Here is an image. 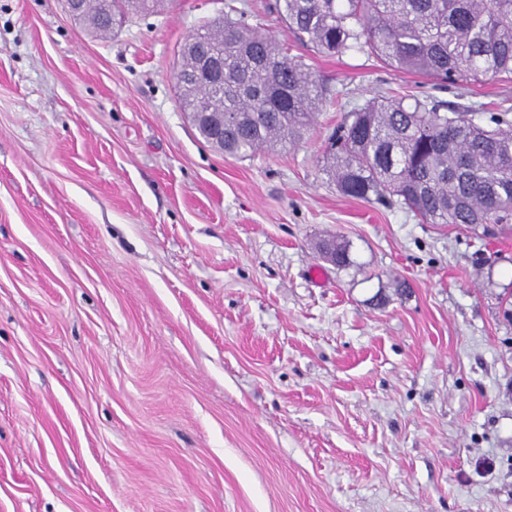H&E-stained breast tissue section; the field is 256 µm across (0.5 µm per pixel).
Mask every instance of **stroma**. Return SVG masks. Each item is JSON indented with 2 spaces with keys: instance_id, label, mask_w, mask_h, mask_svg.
Returning a JSON list of instances; mask_svg holds the SVG:
<instances>
[{
  "instance_id": "stroma-1",
  "label": "stroma",
  "mask_w": 512,
  "mask_h": 512,
  "mask_svg": "<svg viewBox=\"0 0 512 512\" xmlns=\"http://www.w3.org/2000/svg\"><path fill=\"white\" fill-rule=\"evenodd\" d=\"M266 3L234 0L332 100L240 159L173 79L224 0L105 38L0 0V512H512V225L426 224L324 170L371 100L512 125V80L319 54Z\"/></svg>"
}]
</instances>
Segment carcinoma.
Here are the masks:
<instances>
[{"mask_svg": "<svg viewBox=\"0 0 512 512\" xmlns=\"http://www.w3.org/2000/svg\"><path fill=\"white\" fill-rule=\"evenodd\" d=\"M158 0H83L78 17L95 35L155 13ZM224 17L180 50L178 86L188 114L224 115V154L248 157L302 141L328 90L254 30L245 12ZM290 32L325 55L366 51L390 67L459 82L512 76V0H274ZM224 63V85L210 83L202 59ZM491 128L475 112L444 102L373 100L345 116L326 156L344 195L395 198L427 224L512 222V130ZM321 252L338 267L347 246L332 238Z\"/></svg>", "mask_w": 512, "mask_h": 512, "instance_id": "carcinoma-1", "label": "carcinoma"}]
</instances>
